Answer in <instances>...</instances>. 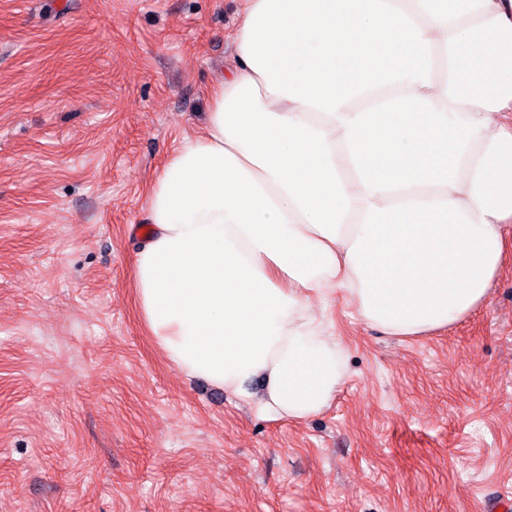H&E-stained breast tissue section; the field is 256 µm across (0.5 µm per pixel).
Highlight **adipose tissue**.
Here are the masks:
<instances>
[{
	"label": "adipose tissue",
	"mask_w": 512,
	"mask_h": 512,
	"mask_svg": "<svg viewBox=\"0 0 512 512\" xmlns=\"http://www.w3.org/2000/svg\"><path fill=\"white\" fill-rule=\"evenodd\" d=\"M203 136L153 181L142 319L261 413L326 409L334 300L391 336L485 303L512 231V0H240Z\"/></svg>",
	"instance_id": "adipose-tissue-1"
}]
</instances>
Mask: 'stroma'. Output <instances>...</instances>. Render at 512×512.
I'll return each instance as SVG.
<instances>
[{
	"instance_id": "35a3bbf8",
	"label": "stroma",
	"mask_w": 512,
	"mask_h": 512,
	"mask_svg": "<svg viewBox=\"0 0 512 512\" xmlns=\"http://www.w3.org/2000/svg\"><path fill=\"white\" fill-rule=\"evenodd\" d=\"M238 0H0V512H486L512 488V252L419 336L330 313L346 377L272 419L136 304L147 193L201 132Z\"/></svg>"
}]
</instances>
